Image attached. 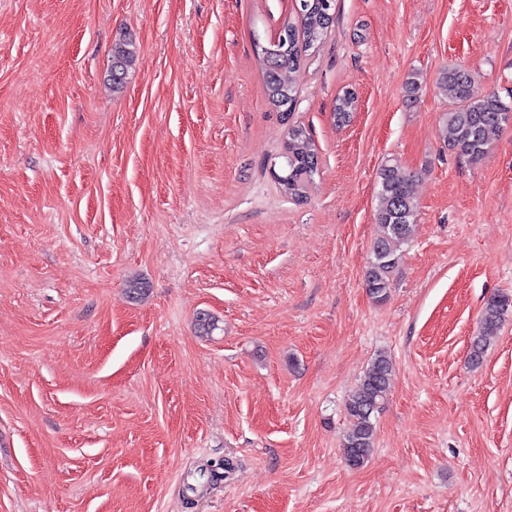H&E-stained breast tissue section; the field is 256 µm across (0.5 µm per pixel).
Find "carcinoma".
<instances>
[{"instance_id":"obj_1","label":"carcinoma","mask_w":512,"mask_h":512,"mask_svg":"<svg viewBox=\"0 0 512 512\" xmlns=\"http://www.w3.org/2000/svg\"><path fill=\"white\" fill-rule=\"evenodd\" d=\"M335 0H299L297 21H285L277 36L261 47L266 66L268 102L276 110L291 116L296 101L295 90L285 72L299 65L302 54L316 48L333 24ZM136 47L133 40L112 46V88L124 83L133 65ZM448 96L456 106L445 113L444 126L450 134L449 144L472 163L483 158L493 140L512 126V104L492 93L473 101L470 96L472 74L455 67L442 73ZM357 96L345 90L335 100L332 118L336 126L349 124L356 110ZM318 157L307 130L296 123L288 127L285 174L279 176L282 190L300 199L317 172ZM379 208L375 213L377 233L365 267L363 283L376 303L387 301L393 275L402 259V248L412 234L417 213L413 176L394 159L386 161L378 175ZM512 313V294L498 292L485 302L478 333L471 337L467 363L472 368L482 365L490 339ZM394 364L390 355L378 352L371 359L356 388L349 395L345 410L346 428L341 437L343 458L348 467L360 468L375 448L376 414L383 408L391 386Z\"/></svg>"}]
</instances>
